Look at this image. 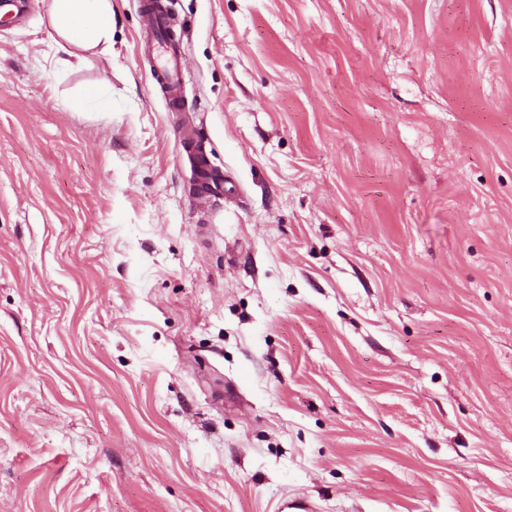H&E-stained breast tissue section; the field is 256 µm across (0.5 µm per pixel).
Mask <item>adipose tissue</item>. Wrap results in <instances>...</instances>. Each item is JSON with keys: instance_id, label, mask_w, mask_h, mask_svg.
<instances>
[{"instance_id": "1", "label": "adipose tissue", "mask_w": 512, "mask_h": 512, "mask_svg": "<svg viewBox=\"0 0 512 512\" xmlns=\"http://www.w3.org/2000/svg\"><path fill=\"white\" fill-rule=\"evenodd\" d=\"M51 19L62 41L92 49L112 38L111 0H51Z\"/></svg>"}]
</instances>
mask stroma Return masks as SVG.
<instances>
[{"label":"stroma","instance_id":"obj_1","mask_svg":"<svg viewBox=\"0 0 512 512\" xmlns=\"http://www.w3.org/2000/svg\"><path fill=\"white\" fill-rule=\"evenodd\" d=\"M49 2L0 22V512H512V0H172L178 112L145 0L77 59ZM150 5L147 6L143 14L146 48L152 52L155 62L154 78L166 87L171 97L170 101L175 106V103L183 97V77L186 65L174 37L168 5L163 4L161 11L152 9ZM158 28L166 29L170 36L164 41L157 40L155 31Z\"/></svg>","mask_w":512,"mask_h":512}]
</instances>
